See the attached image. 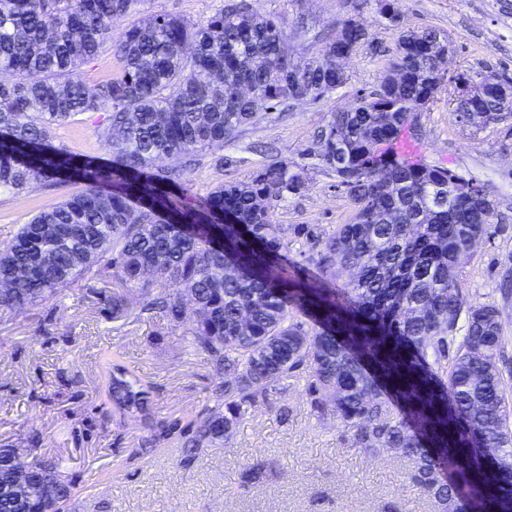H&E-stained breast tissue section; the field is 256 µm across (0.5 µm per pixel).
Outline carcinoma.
<instances>
[{"mask_svg":"<svg viewBox=\"0 0 512 512\" xmlns=\"http://www.w3.org/2000/svg\"><path fill=\"white\" fill-rule=\"evenodd\" d=\"M141 0H0V194L42 180L84 186L0 244V314H21L83 279H110L118 315L137 293L141 310L193 323L192 343L214 372L211 403L179 434L182 453L224 444L250 407L306 375L311 407L353 431V445L412 464L409 478L439 512H512V371L503 370L498 307L467 302L458 260L489 234L493 203L448 185L434 205L431 184L448 169L402 150L412 110L437 101L443 77L422 44L438 32H403L379 84L317 134L318 159L333 170L336 130L347 137L350 177L338 181L354 207L330 233L303 227L316 263L338 288L288 274V226L272 204L302 186L288 165L259 167L243 183L213 188L204 206L182 175L203 151L233 140L260 109L336 90L327 53L299 67L277 53L283 22L232 0L205 21L157 14L112 43L114 23ZM110 52L119 71L89 87L81 66ZM248 83L254 99L236 86ZM474 122L512 117L493 100ZM101 114L102 164L55 143L56 130ZM167 160L170 167L151 169ZM161 281L167 289L155 292ZM191 299L193 306L186 304ZM465 324L457 325L461 311ZM107 396L123 419L139 421L145 454L167 435L150 423L151 384L116 360L106 363ZM52 494L21 503L0 492V512H65L75 483L59 460L29 449ZM262 459L243 472L263 481Z\"/></svg>","mask_w":512,"mask_h":512,"instance_id":"obj_1","label":"carcinoma"}]
</instances>
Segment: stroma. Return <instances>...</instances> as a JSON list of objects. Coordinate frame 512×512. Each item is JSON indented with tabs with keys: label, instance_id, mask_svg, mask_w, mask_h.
<instances>
[{
	"label": "stroma",
	"instance_id": "1",
	"mask_svg": "<svg viewBox=\"0 0 512 512\" xmlns=\"http://www.w3.org/2000/svg\"><path fill=\"white\" fill-rule=\"evenodd\" d=\"M260 14L284 20L288 51L297 63L318 55L327 35L346 21L362 24L368 38L346 61V84L318 101H289L282 111L258 112L234 140L207 149L184 175L192 199L217 184L246 180L258 167L287 163L300 173V190L275 202L272 220L287 225L285 262L291 274L311 280L323 274L300 227L331 232L349 223L353 205L334 173L319 162L315 134L332 113L374 90L407 31L432 28L451 47L450 76L485 67L512 74V0H251ZM223 0H141L132 18L172 14L194 21ZM397 14L390 22L387 11ZM97 118L62 127L58 143L107 161ZM417 144L425 162L481 185L495 206L488 235L460 259L463 292L471 303H494L512 364V296L501 282L512 271V120L480 128L464 126L440 90L434 105L416 115ZM69 184L18 196L0 194V242L38 212L77 192ZM111 281L69 285L57 299L19 315L0 316V448H38L59 458L78 492L67 512H435L430 498L408 478L402 457L373 458L352 444L334 415L317 416L306 381L292 378L288 391L249 408L221 447L185 458L178 430L195 420L213 386L205 355L190 344V323L141 312L130 300L113 318ZM115 358L153 387V414L172 428L154 451L134 448L144 430L113 413L103 370ZM289 413L280 416V405ZM271 464L262 485L245 489L240 473L256 458Z\"/></svg>",
	"mask_w": 512,
	"mask_h": 512
}]
</instances>
